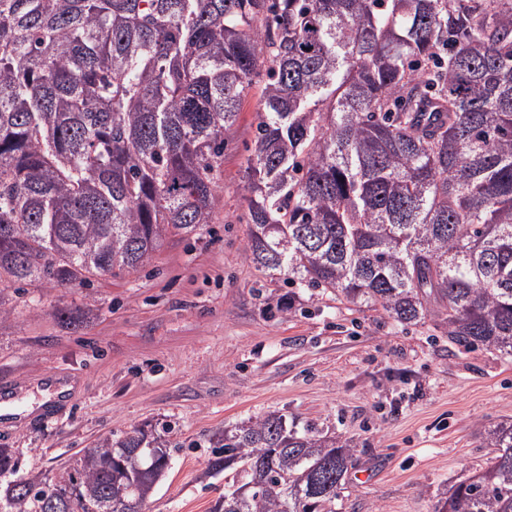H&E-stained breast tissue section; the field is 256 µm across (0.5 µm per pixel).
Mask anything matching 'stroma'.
<instances>
[{
    "instance_id": "1",
    "label": "stroma",
    "mask_w": 512,
    "mask_h": 512,
    "mask_svg": "<svg viewBox=\"0 0 512 512\" xmlns=\"http://www.w3.org/2000/svg\"><path fill=\"white\" fill-rule=\"evenodd\" d=\"M257 99L224 149L213 223L169 237L145 267L87 288L5 289L0 421L24 478L67 484L84 449L135 428L171 450L144 512H210L224 478H203L224 425L276 412L352 440L357 464L337 512H437L486 467L488 430L512 423V354L449 342L434 322L404 327L257 267L249 181ZM77 312L63 326L57 309ZM69 385L63 396L48 382Z\"/></svg>"
}]
</instances>
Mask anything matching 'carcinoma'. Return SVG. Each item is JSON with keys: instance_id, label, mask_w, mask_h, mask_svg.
<instances>
[{"instance_id": "obj_1", "label": "carcinoma", "mask_w": 512, "mask_h": 512, "mask_svg": "<svg viewBox=\"0 0 512 512\" xmlns=\"http://www.w3.org/2000/svg\"><path fill=\"white\" fill-rule=\"evenodd\" d=\"M262 83L250 257L356 307L512 353V0H0V283L84 288L214 220ZM439 512H512V423ZM134 429L3 512H142ZM349 441L278 413L216 434L212 512H336Z\"/></svg>"}]
</instances>
